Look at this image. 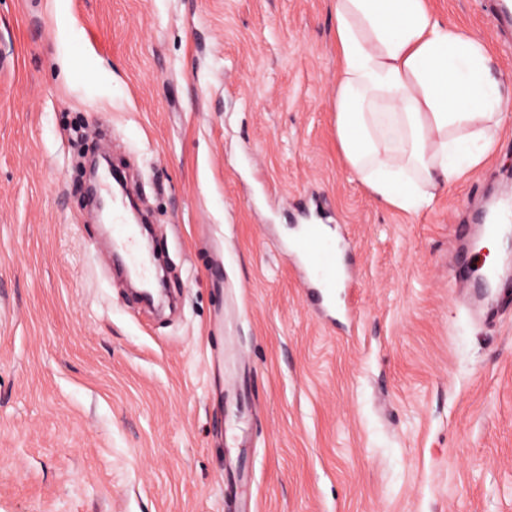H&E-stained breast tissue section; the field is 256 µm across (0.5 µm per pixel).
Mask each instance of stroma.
I'll use <instances>...</instances> for the list:
<instances>
[{
  "label": "stroma",
  "mask_w": 512,
  "mask_h": 512,
  "mask_svg": "<svg viewBox=\"0 0 512 512\" xmlns=\"http://www.w3.org/2000/svg\"><path fill=\"white\" fill-rule=\"evenodd\" d=\"M428 6L512 84V28ZM337 65L333 0H0V512H512V251L502 290L455 280L512 197V100L484 167L407 214L347 168ZM100 154L177 309L112 273L75 164ZM303 191L351 247L352 325L281 249Z\"/></svg>",
  "instance_id": "35a3bbf8"
}]
</instances>
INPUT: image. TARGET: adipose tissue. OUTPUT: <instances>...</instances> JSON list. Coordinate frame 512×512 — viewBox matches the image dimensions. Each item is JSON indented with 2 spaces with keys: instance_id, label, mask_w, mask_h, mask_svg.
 Wrapping results in <instances>:
<instances>
[{
  "instance_id": "ef3b65f1",
  "label": "adipose tissue",
  "mask_w": 512,
  "mask_h": 512,
  "mask_svg": "<svg viewBox=\"0 0 512 512\" xmlns=\"http://www.w3.org/2000/svg\"><path fill=\"white\" fill-rule=\"evenodd\" d=\"M336 141L351 173L406 213L483 167L508 99L486 45L427 0H335Z\"/></svg>"
}]
</instances>
